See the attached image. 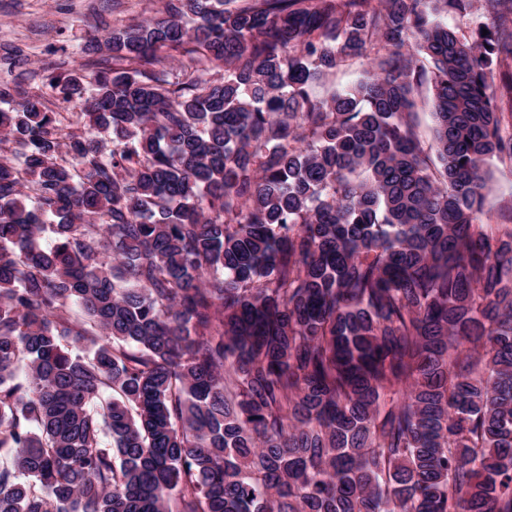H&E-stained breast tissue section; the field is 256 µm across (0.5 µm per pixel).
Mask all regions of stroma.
Here are the masks:
<instances>
[{
  "label": "stroma",
  "mask_w": 512,
  "mask_h": 512,
  "mask_svg": "<svg viewBox=\"0 0 512 512\" xmlns=\"http://www.w3.org/2000/svg\"><path fill=\"white\" fill-rule=\"evenodd\" d=\"M160 0H0V55L20 48L13 70L32 91L46 94L45 77L87 62L84 47L105 29L157 15ZM490 227L512 225V162L488 167Z\"/></svg>",
  "instance_id": "1"
}]
</instances>
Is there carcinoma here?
<instances>
[{
	"instance_id": "cac0c4a2",
	"label": "carcinoma",
	"mask_w": 512,
	"mask_h": 512,
	"mask_svg": "<svg viewBox=\"0 0 512 512\" xmlns=\"http://www.w3.org/2000/svg\"><path fill=\"white\" fill-rule=\"evenodd\" d=\"M161 2L0 81V512H512V0ZM371 70V61L368 58H355L349 62L343 70L329 75L322 83L318 84L314 92L320 97H326L333 91L345 87L357 79L363 77ZM489 210L483 222L495 230L500 224L512 226V162L494 160L488 166Z\"/></svg>"
}]
</instances>
